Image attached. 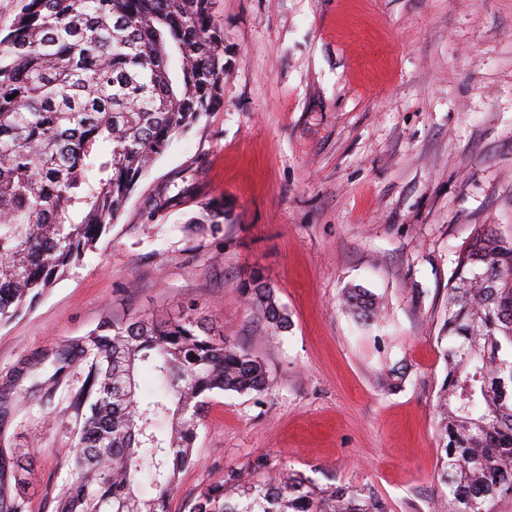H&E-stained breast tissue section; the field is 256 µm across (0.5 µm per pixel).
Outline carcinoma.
<instances>
[{
    "label": "carcinoma",
    "instance_id": "obj_1",
    "mask_svg": "<svg viewBox=\"0 0 512 512\" xmlns=\"http://www.w3.org/2000/svg\"><path fill=\"white\" fill-rule=\"evenodd\" d=\"M223 87L211 0H23L0 37L1 325L95 249L140 177ZM194 223L216 234L224 208ZM242 290L265 330L288 329L260 275ZM343 302L360 327L375 324L373 295L350 288ZM440 333L439 512H492L512 495V238L483 226L459 251ZM80 364L87 411L54 512H169L210 396L262 392L269 380L261 359L214 333L192 304L176 317L105 319L52 353L56 376ZM145 371L155 384L148 400L139 395ZM162 418L171 421L165 434ZM9 453L18 508L35 453L0 448ZM190 512L384 510L366 488L298 472L243 482L231 472L200 487Z\"/></svg>",
    "mask_w": 512,
    "mask_h": 512
}]
</instances>
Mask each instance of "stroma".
Listing matches in <instances>:
<instances>
[{"instance_id": "stroma-1", "label": "stroma", "mask_w": 512, "mask_h": 512, "mask_svg": "<svg viewBox=\"0 0 512 512\" xmlns=\"http://www.w3.org/2000/svg\"><path fill=\"white\" fill-rule=\"evenodd\" d=\"M222 101L139 179L84 262L0 325V448L37 449L22 512L69 480L86 372L49 408L15 378L105 317L197 306L261 358L260 393L212 394L170 512L236 471L366 487L385 512H435L439 328L459 250L484 224L512 237V0H212ZM166 195L164 210L149 201ZM224 210L223 230L184 228ZM259 272L291 326L268 334L242 296ZM384 304L360 331L341 297ZM407 374L387 387L386 365Z\"/></svg>"}]
</instances>
